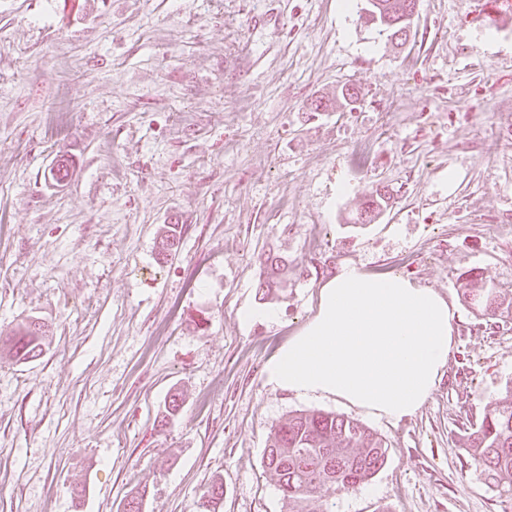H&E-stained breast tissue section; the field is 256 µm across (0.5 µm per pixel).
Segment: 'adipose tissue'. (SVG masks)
<instances>
[{
    "label": "adipose tissue",
    "instance_id": "1",
    "mask_svg": "<svg viewBox=\"0 0 512 512\" xmlns=\"http://www.w3.org/2000/svg\"><path fill=\"white\" fill-rule=\"evenodd\" d=\"M455 311L411 279L341 263L321 283L315 314L267 364L266 380L400 422L422 408L444 374Z\"/></svg>",
    "mask_w": 512,
    "mask_h": 512
}]
</instances>
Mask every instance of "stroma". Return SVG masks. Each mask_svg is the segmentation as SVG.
<instances>
[{
	"mask_svg": "<svg viewBox=\"0 0 512 512\" xmlns=\"http://www.w3.org/2000/svg\"><path fill=\"white\" fill-rule=\"evenodd\" d=\"M479 2L420 0L395 46L364 0H0V336L49 328L37 361L0 357V512H121L135 487L143 512H288L265 450L299 410L386 443L331 512H512L462 440L512 379V321L458 292L472 269L512 289V9ZM383 186L387 211L352 226ZM271 249L279 317L241 323ZM344 260L456 301L445 373L400 423L266 382ZM179 224H167L161 233L157 245V260L161 263L168 262L176 254L180 243Z\"/></svg>",
	"mask_w": 512,
	"mask_h": 512,
	"instance_id": "stroma-1",
	"label": "stroma"
}]
</instances>
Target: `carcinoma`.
Listing matches in <instances>:
<instances>
[{
  "mask_svg": "<svg viewBox=\"0 0 512 512\" xmlns=\"http://www.w3.org/2000/svg\"><path fill=\"white\" fill-rule=\"evenodd\" d=\"M414 0H373L364 19L379 33L398 40L411 25L407 20ZM391 194L376 189L360 209L357 221L371 224L387 210ZM180 243L177 224H167L157 245V260L165 263ZM265 278L259 284L262 299L273 300L288 287V260L270 253L264 260ZM461 296L468 306L489 319L512 320V292L498 288L473 271L459 278ZM49 337L48 327L25 322L16 333L0 339V353L24 363L38 359ZM467 456L480 470L501 501L512 502V381L480 420L464 428ZM385 443L357 421L319 410L288 415L271 432L266 466L277 479L291 512H314L311 504L324 491L348 490L370 479L384 463Z\"/></svg>",
  "mask_w": 512,
  "mask_h": 512,
  "instance_id": "obj_1",
  "label": "carcinoma"
}]
</instances>
